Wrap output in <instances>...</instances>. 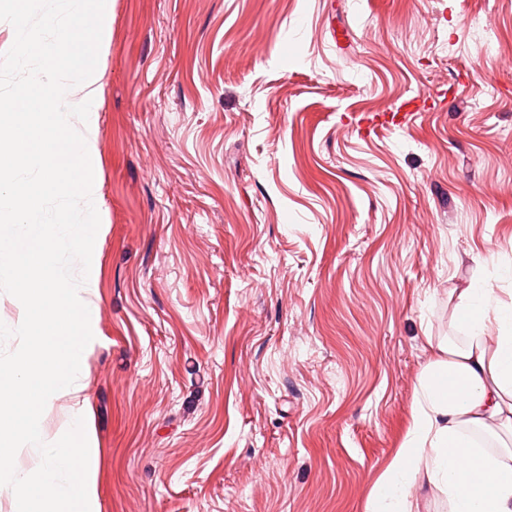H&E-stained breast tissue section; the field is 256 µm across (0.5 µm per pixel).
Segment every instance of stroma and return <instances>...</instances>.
<instances>
[{
  "label": "stroma",
  "instance_id": "1",
  "mask_svg": "<svg viewBox=\"0 0 512 512\" xmlns=\"http://www.w3.org/2000/svg\"><path fill=\"white\" fill-rule=\"evenodd\" d=\"M101 69L100 512H365L512 262V0H112ZM429 99L430 97L425 94H417L404 99L396 108L381 112L362 113L358 115L359 127L364 132L369 133L377 127L403 126L420 112L435 107L436 103L434 101L432 106H428Z\"/></svg>",
  "mask_w": 512,
  "mask_h": 512
}]
</instances>
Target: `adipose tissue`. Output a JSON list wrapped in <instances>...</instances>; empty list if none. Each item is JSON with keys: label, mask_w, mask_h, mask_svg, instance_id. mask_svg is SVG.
Wrapping results in <instances>:
<instances>
[{"label": "adipose tissue", "mask_w": 512, "mask_h": 512, "mask_svg": "<svg viewBox=\"0 0 512 512\" xmlns=\"http://www.w3.org/2000/svg\"><path fill=\"white\" fill-rule=\"evenodd\" d=\"M505 285L448 291L462 336H425L403 441L371 490V512H512V266Z\"/></svg>", "instance_id": "1"}]
</instances>
